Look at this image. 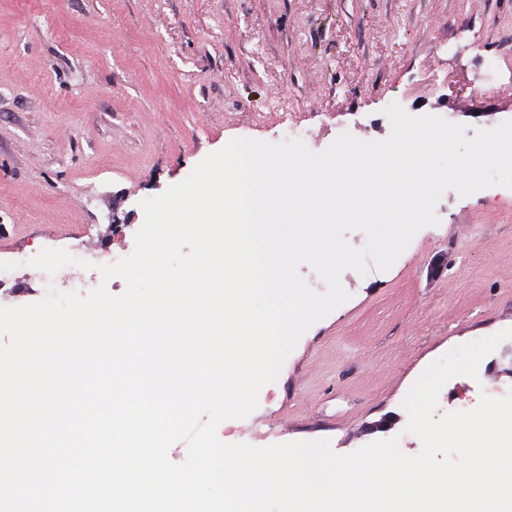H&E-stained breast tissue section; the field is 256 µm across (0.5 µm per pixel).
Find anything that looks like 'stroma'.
<instances>
[{
  "instance_id": "35a3bbf8",
  "label": "stroma",
  "mask_w": 512,
  "mask_h": 512,
  "mask_svg": "<svg viewBox=\"0 0 512 512\" xmlns=\"http://www.w3.org/2000/svg\"><path fill=\"white\" fill-rule=\"evenodd\" d=\"M393 102L469 138L512 121V0H0V264L129 255L140 201L230 140H380ZM436 213L388 271L342 273L348 300L301 336L241 442L419 452L413 377L512 328V192L450 190ZM510 389L512 340L438 411Z\"/></svg>"
}]
</instances>
